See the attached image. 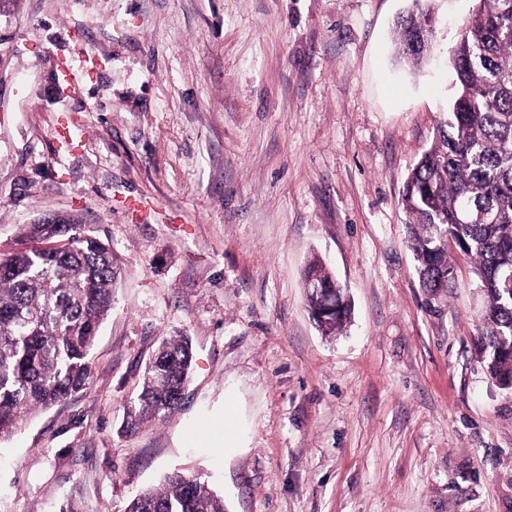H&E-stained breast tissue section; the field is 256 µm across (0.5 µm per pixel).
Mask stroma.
Here are the masks:
<instances>
[{
  "label": "stroma",
  "mask_w": 512,
  "mask_h": 512,
  "mask_svg": "<svg viewBox=\"0 0 512 512\" xmlns=\"http://www.w3.org/2000/svg\"><path fill=\"white\" fill-rule=\"evenodd\" d=\"M426 4L416 64L395 46L414 0H0V254L61 217L118 261L87 388L0 441V512H125L174 469L224 512H512L475 265L451 252L452 287L424 292L401 203L478 0ZM89 58L81 92L55 79ZM314 256L352 303L333 335L308 312ZM176 334L180 409L124 431ZM229 407L230 449L207 434Z\"/></svg>",
  "instance_id": "1"
}]
</instances>
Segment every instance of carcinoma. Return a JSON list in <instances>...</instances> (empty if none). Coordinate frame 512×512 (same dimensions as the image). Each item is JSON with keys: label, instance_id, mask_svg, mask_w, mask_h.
<instances>
[{"label": "carcinoma", "instance_id": "cac0c4a2", "mask_svg": "<svg viewBox=\"0 0 512 512\" xmlns=\"http://www.w3.org/2000/svg\"><path fill=\"white\" fill-rule=\"evenodd\" d=\"M398 22L399 57L420 63L415 32L429 26L419 5ZM449 59L455 97L435 142L409 173L402 204L420 287L441 294L454 280L438 230L476 265L484 312L476 347L499 384L512 382V297L500 273L512 269V0H479ZM488 207L495 222H459L466 208ZM29 245L0 257V440L33 413L65 402L85 389L99 327L112 306V251L81 224H28ZM336 281L312 260L304 279ZM336 314L321 329L332 334L350 318L343 294ZM184 335L162 339L130 403L128 426L174 414L192 368ZM125 512H224V499L197 478L173 472L161 487L129 501Z\"/></svg>", "mask_w": 512, "mask_h": 512}]
</instances>
